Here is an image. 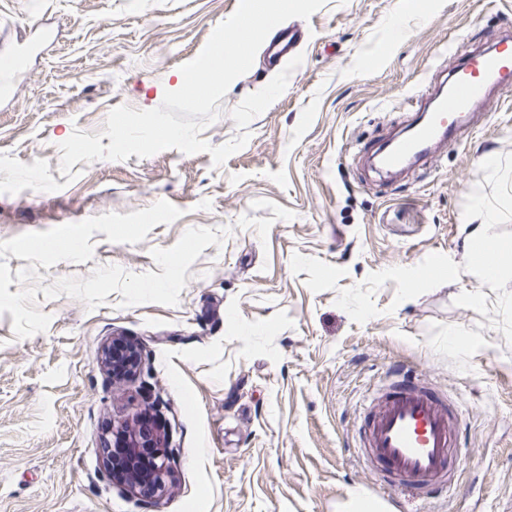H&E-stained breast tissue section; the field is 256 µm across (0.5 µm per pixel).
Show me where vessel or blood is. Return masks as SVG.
Wrapping results in <instances>:
<instances>
[{"label":"vessel or blood","mask_w":512,"mask_h":512,"mask_svg":"<svg viewBox=\"0 0 512 512\" xmlns=\"http://www.w3.org/2000/svg\"><path fill=\"white\" fill-rule=\"evenodd\" d=\"M300 38L295 28L278 30L267 42L269 64L279 68L293 58ZM511 79L508 39L459 63L446 96L432 98L431 115L412 135L391 138L378 152L383 169L398 171L420 162L436 144L454 138L459 117L482 110L493 87ZM464 448L457 401L419 380L408 364L393 365L361 424L360 450L380 482L426 500L434 487L450 481Z\"/></svg>","instance_id":"1"}]
</instances>
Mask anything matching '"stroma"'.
<instances>
[{"instance_id": "35a3bbf8", "label": "stroma", "mask_w": 512, "mask_h": 512, "mask_svg": "<svg viewBox=\"0 0 512 512\" xmlns=\"http://www.w3.org/2000/svg\"><path fill=\"white\" fill-rule=\"evenodd\" d=\"M238 0H0V153L43 159L60 189L0 193V512H391L355 446L394 363L457 399L456 494L429 512H501L512 498V344L497 294L469 273L354 322L339 289L442 253L464 264L480 164L512 153V81L456 144L387 178L364 150L409 128L461 56L512 35V0H325L289 24L285 68L257 54L201 137L249 134L221 166L175 149L60 173L74 130L119 105L150 110ZM346 269L311 291L294 254ZM139 370L112 378L106 347ZM158 413L172 473L160 502L106 465L114 431Z\"/></svg>"}]
</instances>
